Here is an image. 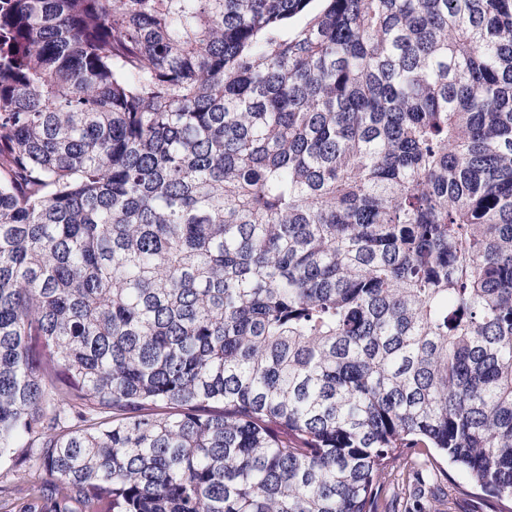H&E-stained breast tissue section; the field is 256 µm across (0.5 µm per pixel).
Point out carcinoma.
Returning a JSON list of instances; mask_svg holds the SVG:
<instances>
[{
  "instance_id": "obj_1",
  "label": "carcinoma",
  "mask_w": 512,
  "mask_h": 512,
  "mask_svg": "<svg viewBox=\"0 0 512 512\" xmlns=\"http://www.w3.org/2000/svg\"><path fill=\"white\" fill-rule=\"evenodd\" d=\"M512 512V0H0L19 512ZM447 468L446 465H444ZM418 475L404 482L399 480L398 503L408 504L407 511L422 510L428 511V507L435 505L436 512H489L486 503L477 497L463 495L457 489L458 483L465 480L453 470L448 469L454 481H449L438 470L426 462L422 457L419 459ZM400 506L399 511H404Z\"/></svg>"
}]
</instances>
